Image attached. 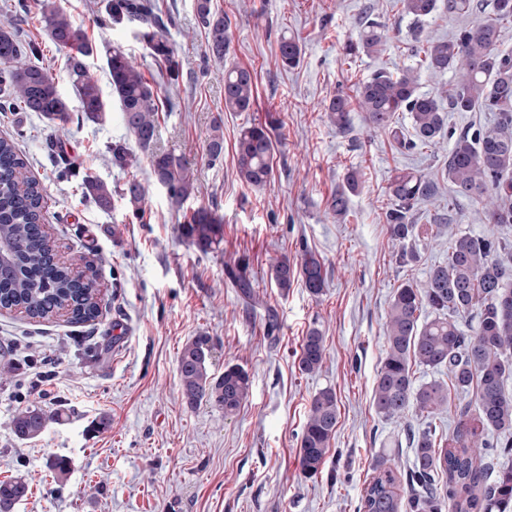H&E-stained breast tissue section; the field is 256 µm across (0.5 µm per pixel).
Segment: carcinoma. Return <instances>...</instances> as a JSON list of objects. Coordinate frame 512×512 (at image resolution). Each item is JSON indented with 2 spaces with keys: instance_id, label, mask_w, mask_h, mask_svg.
Here are the masks:
<instances>
[{
  "instance_id": "1",
  "label": "carcinoma",
  "mask_w": 512,
  "mask_h": 512,
  "mask_svg": "<svg viewBox=\"0 0 512 512\" xmlns=\"http://www.w3.org/2000/svg\"><path fill=\"white\" fill-rule=\"evenodd\" d=\"M402 14L419 23L429 15L448 10L469 15L482 8L481 0H400ZM105 22L123 26L134 21L143 26L142 38L164 68L169 80L182 70L167 37L154 0H103ZM39 10L48 38L68 50V73L78 99V111L92 121L106 112L98 80L86 59L97 53L84 27L52 0H41ZM492 16L484 23L460 29L451 38H414L410 56L434 73L450 71L454 81L435 93L419 92V71L406 67L397 73L379 71L358 87L354 96L334 95L327 108L331 122L344 132L349 114L357 109L372 127L388 133L400 152L424 147L441 148L447 112L493 113V122L469 128L453 140L446 171L451 188L448 208H438L433 223H418L422 202L438 196L434 175L415 168L397 171L387 187L384 212L390 238L398 246L399 261L417 260L419 247L449 234L448 261L432 267L425 281H406L394 292L383 327L385 357L373 388V405L386 419H403L414 412L427 418L448 408L455 392L459 405L448 442L437 440L429 428L412 437L415 457L404 472L379 463L364 490V512H512V464L491 469L492 460L512 456V395L505 381L512 375V239L471 233L447 232L453 222V205L468 201L480 207L490 224H512V53L500 49L502 29L512 24V0H492ZM195 12L205 31L206 53L215 59L226 55L231 19L213 8L211 0H195ZM386 44L385 26L366 22L358 41L349 42L351 56L380 52ZM282 66L299 65L302 48L294 38L281 37ZM111 94L118 102L124 124L150 161L155 181L166 188L172 203L180 205L195 194L190 168L172 152L157 147L158 90L121 49L106 52ZM0 87L7 103L21 112H34L49 125L66 124L70 108L48 72L30 62L17 39L13 20L0 21ZM448 108H443V100ZM255 102V81L244 67L231 66L224 74V110L248 112ZM398 112L410 116L412 134L395 127ZM282 124L275 118L265 125L241 129L235 143L236 170L248 186L263 188L272 179V133ZM224 154V135L216 121L206 146L209 160ZM45 189L32 177L28 163L13 141L0 138V241L12 249V274L0 280V308L20 305L32 319L55 314L56 301H74L72 321L86 323L99 317L101 299L76 287L70 266L52 261L54 245L44 229ZM83 194L101 208L111 205L112 190L86 177ZM147 195L136 178L124 183L121 197L135 209ZM181 236L207 254L224 240V224L213 212L200 208L180 225ZM231 287L244 302L254 305L257 295L249 275V260L242 255L224 267ZM270 281L286 292L296 281L314 296L323 295L324 263L305 251L301 262L283 255L270 269ZM212 338L197 336L182 348L178 373L182 397L190 408L213 402L224 416L235 415L247 399L251 379L238 365L224 373H210ZM326 358L324 337L317 328L303 339L299 368L313 373ZM448 370V380L415 384L412 364ZM60 421L57 411L38 404L18 413L11 429L20 440L41 435ZM338 422L336 394L330 388L312 399L300 438V466L307 478L316 477L325 462ZM406 481L414 490L402 505L396 488ZM29 484L16 477L0 481V512H15L27 498Z\"/></svg>"
}]
</instances>
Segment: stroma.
<instances>
[{"instance_id": "1", "label": "stroma", "mask_w": 512, "mask_h": 512, "mask_svg": "<svg viewBox=\"0 0 512 512\" xmlns=\"http://www.w3.org/2000/svg\"><path fill=\"white\" fill-rule=\"evenodd\" d=\"M60 2L98 47L91 67L103 95L111 90L102 54L113 47L128 53L146 79L160 81L138 24L106 25L99 0ZM157 3L175 18L169 39L182 63L175 85L162 89L158 136L159 147L184 156L193 173L197 192L182 207L155 183L117 103L95 122L72 112L61 132L32 112H0V137L14 141L47 189L44 222L58 254L67 263L81 257L92 264L103 298L101 316L90 323L0 315V365L10 367L0 376V480L20 476L31 487L15 512H359L376 462L408 468L407 434L427 423L413 413L388 420L373 407L386 312L401 283L424 281L448 257L443 238L422 250L416 264L400 266L383 220L386 187L405 167L435 174L443 190L448 179L443 153H401L359 111L350 114L349 132L340 133L326 107L337 91L354 94L376 71L408 65L413 35L449 38L489 14L451 17L441 10L417 26L399 0H213L232 19L229 52L220 62L204 57L194 0ZM369 18L388 28L383 52L345 56V44ZM284 36L303 46L297 67L281 65ZM18 38L39 47L33 63L75 101L66 54L49 40L38 12L22 19ZM228 63L254 73L250 111L224 109ZM272 115L282 120L273 179L259 190L240 181L234 145L243 127ZM217 118L224 154L212 162L205 147ZM116 142L135 154L134 166L113 165ZM351 170L359 182L339 216L330 203ZM88 176L113 190L132 177L143 182V213L120 198L106 209L85 198L81 183ZM201 207L224 223L223 243L208 254L179 232L185 215ZM306 250L326 268L317 298L301 283L284 292L269 278L274 259H297ZM241 255L250 260L260 299L253 309L224 275ZM313 327L325 339L326 360L305 374L299 355ZM201 335L213 339L212 374L238 364L250 375V394L232 417L212 403L189 408L182 398L178 358ZM39 372L47 380L37 396L30 383ZM324 388L336 393V437L321 473L307 479L300 436L311 400ZM35 400L64 417L36 438L17 439L10 421ZM102 418L106 427L96 429ZM59 455L70 463L62 476L49 466Z\"/></svg>"}]
</instances>
